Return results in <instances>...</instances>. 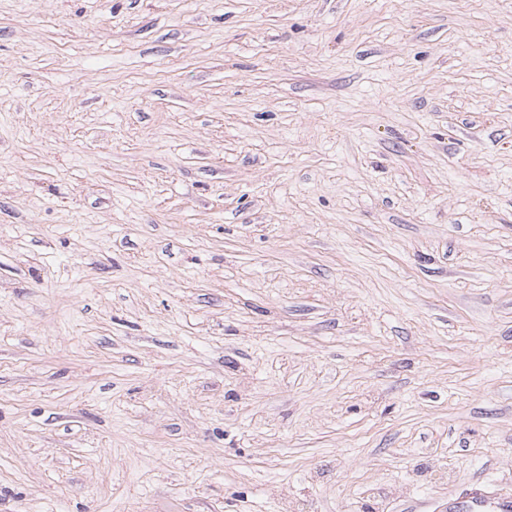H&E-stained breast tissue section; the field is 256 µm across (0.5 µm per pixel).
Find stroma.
Segmentation results:
<instances>
[{
    "label": "stroma",
    "mask_w": 512,
    "mask_h": 512,
    "mask_svg": "<svg viewBox=\"0 0 512 512\" xmlns=\"http://www.w3.org/2000/svg\"><path fill=\"white\" fill-rule=\"evenodd\" d=\"M512 491V0H0V512Z\"/></svg>",
    "instance_id": "stroma-1"
}]
</instances>
